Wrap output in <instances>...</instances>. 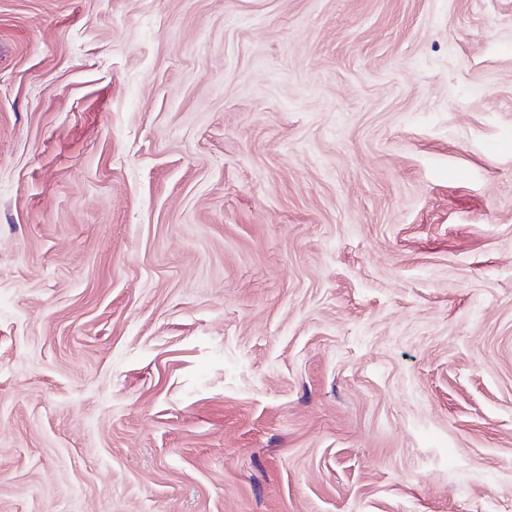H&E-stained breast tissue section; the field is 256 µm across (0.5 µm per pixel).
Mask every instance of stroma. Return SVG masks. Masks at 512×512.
<instances>
[{"instance_id": "35a3bbf8", "label": "stroma", "mask_w": 512, "mask_h": 512, "mask_svg": "<svg viewBox=\"0 0 512 512\" xmlns=\"http://www.w3.org/2000/svg\"><path fill=\"white\" fill-rule=\"evenodd\" d=\"M0 512H512V0H0Z\"/></svg>"}]
</instances>
